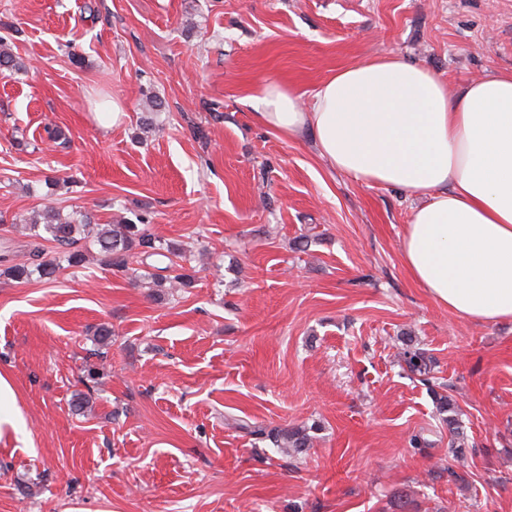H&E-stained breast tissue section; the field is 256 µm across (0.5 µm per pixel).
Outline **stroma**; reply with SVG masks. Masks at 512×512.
<instances>
[{
  "mask_svg": "<svg viewBox=\"0 0 512 512\" xmlns=\"http://www.w3.org/2000/svg\"><path fill=\"white\" fill-rule=\"evenodd\" d=\"M0 36L24 64L0 75V254L48 205L143 216L194 278L173 293L156 259L116 272L93 246L56 280L0 277V372L31 435L0 442V512H512V321L436 303L401 256L416 199L250 101L391 53L453 89L511 70L512 0H0ZM407 339L475 448L456 473ZM296 425L314 439L289 455L274 438ZM403 346L404 347H401L398 353L400 362L405 365L407 371L411 374L423 377L420 380L427 382L428 378L425 376L430 374L431 367L424 352L412 344H405Z\"/></svg>",
  "mask_w": 512,
  "mask_h": 512,
  "instance_id": "stroma-1",
  "label": "stroma"
}]
</instances>
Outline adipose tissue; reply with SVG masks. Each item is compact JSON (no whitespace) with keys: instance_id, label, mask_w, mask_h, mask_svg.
<instances>
[{"instance_id":"ef3b65f1","label":"adipose tissue","mask_w":512,"mask_h":512,"mask_svg":"<svg viewBox=\"0 0 512 512\" xmlns=\"http://www.w3.org/2000/svg\"><path fill=\"white\" fill-rule=\"evenodd\" d=\"M256 117L286 138L309 132L319 156L355 180L408 191L401 238L411 278L477 324L512 320V70L456 91L391 53L330 75L302 106L293 87H254ZM25 419L0 373V439Z\"/></svg>"}]
</instances>
